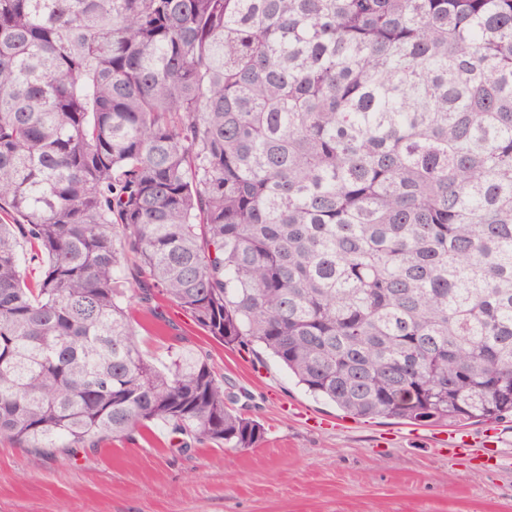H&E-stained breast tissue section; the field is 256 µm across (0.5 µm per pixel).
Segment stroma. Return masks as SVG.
Here are the masks:
<instances>
[{"label": "stroma", "instance_id": "stroma-1", "mask_svg": "<svg viewBox=\"0 0 512 512\" xmlns=\"http://www.w3.org/2000/svg\"><path fill=\"white\" fill-rule=\"evenodd\" d=\"M154 303L171 323L159 335L139 301L125 300L142 350L159 363L175 351L206 356L225 386L249 395L263 442L180 454L156 423L70 460L2 440L0 512H512V416L461 425L469 445L452 453L448 427L353 418L276 360L226 347L165 298ZM490 437L498 467L485 462Z\"/></svg>", "mask_w": 512, "mask_h": 512}]
</instances>
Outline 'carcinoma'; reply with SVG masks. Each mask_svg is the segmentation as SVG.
<instances>
[{
  "label": "carcinoma",
  "instance_id": "carcinoma-1",
  "mask_svg": "<svg viewBox=\"0 0 512 512\" xmlns=\"http://www.w3.org/2000/svg\"><path fill=\"white\" fill-rule=\"evenodd\" d=\"M1 213L0 438L263 441L128 293L356 418H507L512 0H0Z\"/></svg>",
  "mask_w": 512,
  "mask_h": 512
}]
</instances>
